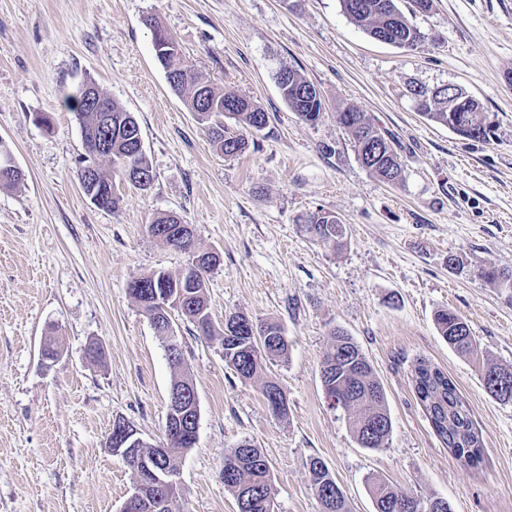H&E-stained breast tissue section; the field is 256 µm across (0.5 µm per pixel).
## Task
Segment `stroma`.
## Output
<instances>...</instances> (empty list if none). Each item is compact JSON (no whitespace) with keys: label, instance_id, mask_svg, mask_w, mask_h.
<instances>
[{"label":"stroma","instance_id":"1","mask_svg":"<svg viewBox=\"0 0 512 512\" xmlns=\"http://www.w3.org/2000/svg\"><path fill=\"white\" fill-rule=\"evenodd\" d=\"M151 15L202 80L268 112L245 154L217 152L171 90L144 23ZM410 20L425 36L415 50L370 38L340 0H0V140L23 174L0 186V512H121L134 476L107 446L113 421L164 444L173 370L127 287L187 267V254L148 232L170 212L194 225L197 250L222 256L207 280L213 322L273 319L288 338L285 360L244 380L218 338L172 312L200 407L173 512H238L221 469L245 440L269 460L275 512H322L308 486L312 457L352 512H374L371 476L446 498L453 512H512V404L486 392L475 362L433 321L437 310L457 312L489 359L512 365V299L477 275L490 262L512 269V0H433ZM283 66L319 89L317 124L285 104ZM86 79L135 114L155 175L147 191L117 181L114 211L92 204L77 179L85 150L65 96ZM412 82L465 89L489 137L420 115ZM350 105L393 135L400 184L357 160L336 120ZM318 211L346 225L342 249L301 230ZM337 329L386 390V448L360 447L324 394L320 362ZM419 356L468 402L481 468L455 459L431 428L411 380ZM267 378L287 395L286 417L266 404Z\"/></svg>","mask_w":512,"mask_h":512}]
</instances>
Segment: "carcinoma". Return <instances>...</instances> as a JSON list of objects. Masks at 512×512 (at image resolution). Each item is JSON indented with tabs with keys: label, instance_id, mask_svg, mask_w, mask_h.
<instances>
[{
	"label": "carcinoma",
	"instance_id": "obj_1",
	"mask_svg": "<svg viewBox=\"0 0 512 512\" xmlns=\"http://www.w3.org/2000/svg\"><path fill=\"white\" fill-rule=\"evenodd\" d=\"M341 2L350 20L375 40L409 49L423 41L419 29L400 8V0ZM145 23L153 29L155 56L165 71L167 83L177 92H188L186 105L205 125L215 148L227 158L245 153L249 149L248 138L230 130L220 121V117L230 114L243 129L261 131L269 123V113L245 97L201 81L183 63L182 50L176 40L154 18H146ZM276 79L288 108L302 121L317 123L323 114V103L317 88L289 66L281 68ZM408 93L418 112L433 122L448 125V94L423 85L409 86ZM66 105L74 112L78 123L90 127L103 138H111V152L94 161L87 159L85 163L94 167L92 186L103 191V209L114 211L120 203V196L114 192V177L126 181L131 173L153 172L145 151L136 149V136L141 134L139 123L133 113L114 101L111 102L109 121H98L100 113L91 111V104L81 86L66 98ZM454 112L463 113L479 130L477 139L486 138L487 126L484 125L482 108L476 99L456 106ZM339 116L343 118L342 127L362 165L386 184L401 182L404 167L391 136L376 129L356 106L345 108L339 112ZM103 161L112 165V175L103 171ZM181 223L183 220L179 216L164 214L149 225V232L172 248L192 254L195 259L203 256V253L195 252V236H190L188 243H178L180 237L176 228ZM303 228L318 241L334 247L344 244L347 233L346 225L338 217L321 211L309 215ZM219 266L218 262L202 266L196 284L191 288H180V275L165 271L136 278L132 283L140 282L142 287L134 300L141 311L152 319L154 309L149 301L153 289L165 285L172 293H183L178 310L203 335L220 337L224 362L241 378L251 380L260 376L268 364L287 357L288 338L280 323L255 322L242 314L225 317L222 327L213 323L206 288L208 275ZM477 275L507 294L512 292V269L489 264L480 268ZM434 325L451 349L462 355L478 357L479 345L462 316L449 309H440L434 314ZM169 362L174 369L171 388L188 389L192 379L184 367L183 356L171 358ZM320 375L327 398L347 411L349 426L357 442L370 450L386 447L393 429L386 392L372 364L353 337L342 330L333 332V344L321 360ZM481 378L491 397L504 404H512V365L507 367L488 361L481 366ZM411 379L417 399L448 451L468 463L479 461L483 451L482 436L474 426L469 408L453 380L424 358L415 361ZM263 395L275 416L287 415V397L276 382H265ZM188 451L186 444L179 440L168 441L160 449H138L144 463H131L129 467L134 473L139 496L127 512H172V505L179 494V483L164 484L157 480V476L167 470H177V460ZM306 467L310 489L320 501L322 512H350L346 497L327 464L321 458L314 457L307 461ZM221 476L225 488L233 493L237 507L242 512H273L270 464L257 446L245 440L227 452ZM370 493L375 512H418L421 504L427 512H452L446 498L434 497L425 501L380 477L370 480Z\"/></svg>",
	"mask_w": 512,
	"mask_h": 512
}]
</instances>
